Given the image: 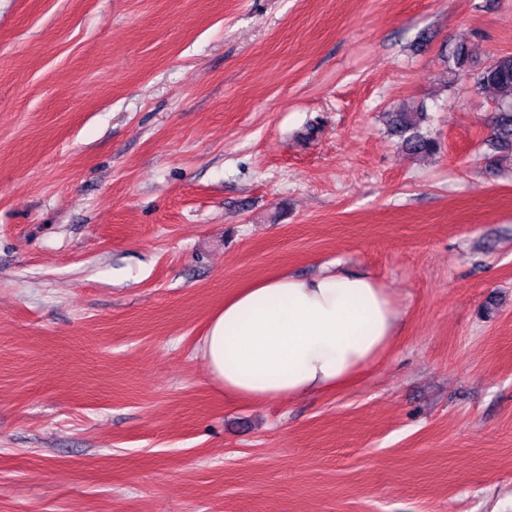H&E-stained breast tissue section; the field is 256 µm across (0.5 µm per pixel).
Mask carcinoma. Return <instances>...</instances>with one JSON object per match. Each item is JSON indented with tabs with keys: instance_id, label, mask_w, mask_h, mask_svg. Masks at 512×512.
<instances>
[{
	"instance_id": "obj_1",
	"label": "carcinoma",
	"mask_w": 512,
	"mask_h": 512,
	"mask_svg": "<svg viewBox=\"0 0 512 512\" xmlns=\"http://www.w3.org/2000/svg\"><path fill=\"white\" fill-rule=\"evenodd\" d=\"M474 47L457 44L450 52L453 66L448 68V83H453L472 61ZM476 85L493 92L497 106L491 149L496 152L494 164L512 159V54L501 55L473 73ZM424 114L411 105H404L391 113L394 131L402 137L405 149L415 155H430L439 149L436 137L421 131Z\"/></svg>"
}]
</instances>
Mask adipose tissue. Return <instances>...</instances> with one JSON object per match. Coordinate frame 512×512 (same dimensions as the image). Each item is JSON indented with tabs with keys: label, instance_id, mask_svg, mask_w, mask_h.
I'll return each mask as SVG.
<instances>
[{
	"label": "adipose tissue",
	"instance_id": "1",
	"mask_svg": "<svg viewBox=\"0 0 512 512\" xmlns=\"http://www.w3.org/2000/svg\"><path fill=\"white\" fill-rule=\"evenodd\" d=\"M402 313L372 276L327 268L255 281L210 317L195 351L225 397L251 404L324 395L377 364Z\"/></svg>",
	"mask_w": 512,
	"mask_h": 512
}]
</instances>
